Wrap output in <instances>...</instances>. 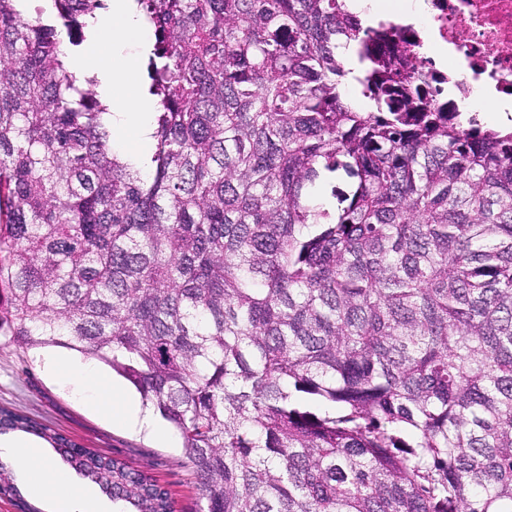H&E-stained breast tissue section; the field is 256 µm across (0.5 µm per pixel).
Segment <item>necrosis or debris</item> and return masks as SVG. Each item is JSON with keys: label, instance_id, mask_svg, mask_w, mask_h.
Masks as SVG:
<instances>
[{"label": "necrosis or debris", "instance_id": "obj_1", "mask_svg": "<svg viewBox=\"0 0 512 512\" xmlns=\"http://www.w3.org/2000/svg\"><path fill=\"white\" fill-rule=\"evenodd\" d=\"M396 2L379 0L388 15L385 33L423 44L416 68L434 102L452 91L512 97V0H429V16L416 25L395 22ZM438 46L448 51L443 67L433 57Z\"/></svg>", "mask_w": 512, "mask_h": 512}]
</instances>
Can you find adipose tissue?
I'll return each instance as SVG.
<instances>
[{"mask_svg": "<svg viewBox=\"0 0 512 512\" xmlns=\"http://www.w3.org/2000/svg\"><path fill=\"white\" fill-rule=\"evenodd\" d=\"M150 38L151 29L134 0H107L97 19L91 46L71 59V67L78 77L92 74L99 82L109 105L107 125L112 132L113 147L124 150L126 135H135L138 148L128 156L134 165L140 164L142 155L152 144L155 104L148 91L141 89L135 80L134 54L124 53L121 45L129 42L142 51L148 47ZM44 366L53 374L68 369L70 384L78 392L89 393L91 408L111 416L116 425L166 439L167 434L157 418L143 410L120 382L100 369L68 365L55 355L46 356ZM0 456L10 458L31 475L35 492L51 497L55 512H99L88 493L48 461L39 449L18 442L0 448Z\"/></svg>", "mask_w": 512, "mask_h": 512, "instance_id": "1", "label": "adipose tissue"}]
</instances>
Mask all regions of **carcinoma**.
Wrapping results in <instances>:
<instances>
[{
    "mask_svg": "<svg viewBox=\"0 0 512 512\" xmlns=\"http://www.w3.org/2000/svg\"><path fill=\"white\" fill-rule=\"evenodd\" d=\"M17 2L0 0V335L126 377L208 512H512V131L424 102L419 44L382 57L347 0H137L158 104L143 174L65 64L103 0H50L46 22ZM14 431L117 512H174L144 472L0 409ZM1 482L41 512L2 460ZM9 435H12V436H9V437L3 436V435L0 436V437H2V439H1L2 445H8L18 439H24V440L34 443L35 445L42 448L45 452H47L49 454L52 462L55 465H57L58 467L65 470L72 477H74L77 481H79L93 495V497L96 499V501L99 504H101L103 506L112 504V500L109 499V497L106 496L97 485L82 479L79 475L76 474V472L72 468H70L67 464H65L61 460L59 455H57L54 452V450L50 447V445L46 441H44L43 439H40L36 436L21 433V432L10 433Z\"/></svg>",
    "mask_w": 512,
    "mask_h": 512,
    "instance_id": "cac0c4a2",
    "label": "carcinoma"
}]
</instances>
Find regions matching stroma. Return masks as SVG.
Listing matches in <instances>:
<instances>
[{
    "label": "stroma",
    "mask_w": 512,
    "mask_h": 512,
    "mask_svg": "<svg viewBox=\"0 0 512 512\" xmlns=\"http://www.w3.org/2000/svg\"><path fill=\"white\" fill-rule=\"evenodd\" d=\"M50 353L74 356L60 347L26 350L0 336V407L41 421L79 446L146 471L171 493L176 512H203L205 501L176 431L159 441L114 425L73 393L65 380L45 371L44 357Z\"/></svg>",
    "instance_id": "obj_1"
}]
</instances>
